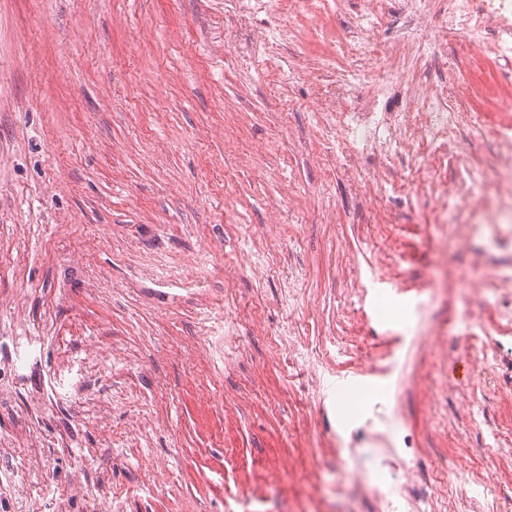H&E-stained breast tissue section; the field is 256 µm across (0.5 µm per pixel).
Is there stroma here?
<instances>
[{"instance_id": "1", "label": "stroma", "mask_w": 512, "mask_h": 512, "mask_svg": "<svg viewBox=\"0 0 512 512\" xmlns=\"http://www.w3.org/2000/svg\"><path fill=\"white\" fill-rule=\"evenodd\" d=\"M425 8L438 64L386 86L367 59L345 93L360 0L243 22L237 0H0V329L45 339L0 403V440L34 432L0 447V512H38L87 470L102 512H367L316 449L431 469L461 445L512 454V372L479 370L512 360V337L494 333L500 301L464 302L512 268V239L445 246L431 200L494 141L460 131L438 170L426 145L400 152L376 209L333 164L341 113L381 85L394 111L440 90L512 119L504 62L456 63ZM273 21L278 44L258 46ZM347 374L367 382L337 390ZM85 377L100 395L78 405Z\"/></svg>"}]
</instances>
